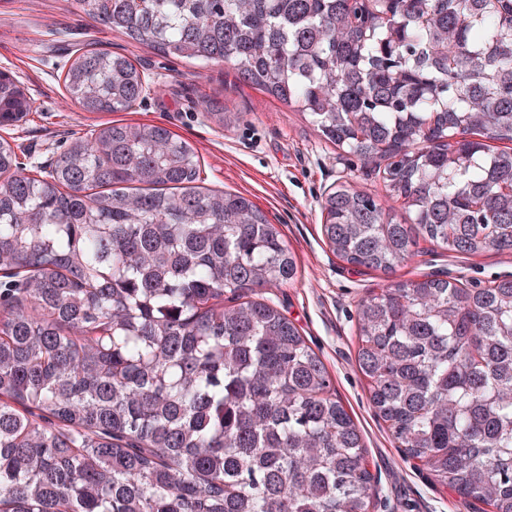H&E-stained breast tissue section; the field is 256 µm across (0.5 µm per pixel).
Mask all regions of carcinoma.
<instances>
[{"label": "carcinoma", "instance_id": "carcinoma-1", "mask_svg": "<svg viewBox=\"0 0 512 512\" xmlns=\"http://www.w3.org/2000/svg\"><path fill=\"white\" fill-rule=\"evenodd\" d=\"M166 55L231 65L366 163L411 223L347 182L321 203L348 263L391 272L419 237L512 252V0H77ZM86 112L149 90L81 47ZM0 72V124L33 111ZM194 148L119 123L48 179L0 141V512H370L361 433L299 328L254 295L297 277L278 225L203 190ZM358 368L407 456L512 512V278L389 282L358 307Z\"/></svg>", "mask_w": 512, "mask_h": 512}]
</instances>
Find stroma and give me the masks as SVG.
I'll list each match as a JSON object with an SVG mask.
<instances>
[{"label": "stroma", "mask_w": 512, "mask_h": 512, "mask_svg": "<svg viewBox=\"0 0 512 512\" xmlns=\"http://www.w3.org/2000/svg\"><path fill=\"white\" fill-rule=\"evenodd\" d=\"M82 41L130 57L148 75L150 92L126 112L83 111L66 93L59 70L73 43ZM0 71L35 101L21 121L0 126V139L37 178L48 176L73 138L112 123H147L168 128L195 148L202 186L252 200L279 226L298 266L294 282L263 290L261 297L300 329L360 429L374 476L371 512H475L408 458L377 416L370 381L357 365V310L391 280L437 274L483 287L512 278V253L459 255L423 239L389 274L343 261L322 232L323 197L345 181L382 194L380 176L348 148L326 141L310 115L239 80L231 67L129 41L103 29L75 0H0ZM203 98L228 112L225 125L199 111Z\"/></svg>", "instance_id": "35a3bbf8"}]
</instances>
